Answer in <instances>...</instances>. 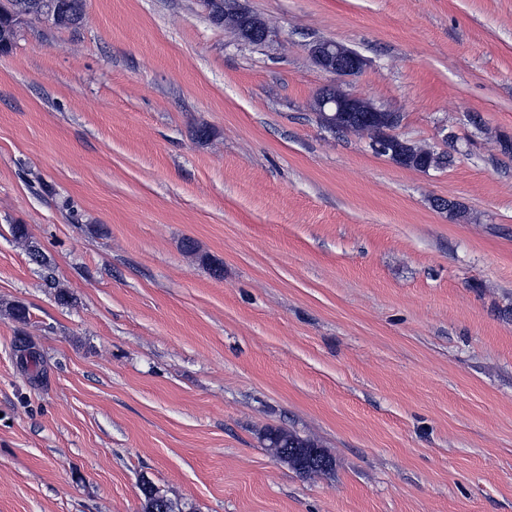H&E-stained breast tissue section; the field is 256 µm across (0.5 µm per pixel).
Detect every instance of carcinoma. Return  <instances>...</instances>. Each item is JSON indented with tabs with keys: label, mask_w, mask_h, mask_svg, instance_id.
<instances>
[{
	"label": "carcinoma",
	"mask_w": 512,
	"mask_h": 512,
	"mask_svg": "<svg viewBox=\"0 0 512 512\" xmlns=\"http://www.w3.org/2000/svg\"><path fill=\"white\" fill-rule=\"evenodd\" d=\"M55 15L54 26L69 29L79 26L83 20V0H0V50L12 46L18 28L27 19H38L46 10ZM216 26L234 33L245 28V34L255 44H260L267 30L266 23L257 15L250 13L245 17H224V8L219 7L207 14ZM400 117L392 114V119L382 121L371 112H354L343 118L338 130L353 131L367 136L371 146L385 145L394 159L401 165L415 170L442 169L448 165V154L435 152L419 143L392 136L389 131L399 124ZM13 238L25 243L28 255L41 267L48 266L45 254L37 243L30 240L27 226L13 224L10 227ZM16 351L20 360L38 367L40 354L26 336L15 339ZM265 447L274 457L287 464L291 469L302 473H322L331 465L330 456L318 442L308 436L286 428H269L263 434ZM145 512H175L170 500L158 494L148 483L143 484Z\"/></svg>",
	"instance_id": "obj_1"
}]
</instances>
